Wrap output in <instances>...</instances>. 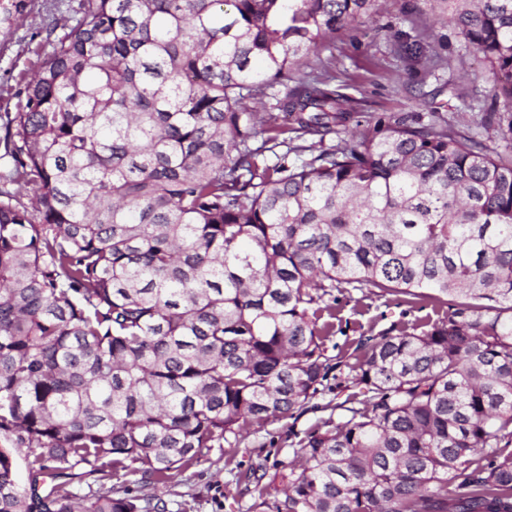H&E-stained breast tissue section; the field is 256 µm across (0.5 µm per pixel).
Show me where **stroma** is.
Segmentation results:
<instances>
[{
    "instance_id": "stroma-1",
    "label": "stroma",
    "mask_w": 512,
    "mask_h": 512,
    "mask_svg": "<svg viewBox=\"0 0 512 512\" xmlns=\"http://www.w3.org/2000/svg\"><path fill=\"white\" fill-rule=\"evenodd\" d=\"M0 0V113L18 111L20 92L40 57L48 51L38 12L40 0ZM320 65L309 76H331L344 106L358 120L404 112H440L458 128L480 125L486 112L500 110L491 83L475 78L483 58L448 25V0H378L374 12L341 30L334 42L316 52ZM336 334L329 355L360 333H378L394 323H414L441 316L444 307L419 308L392 295L347 289L338 294ZM318 410L293 418L251 424L239 442L209 449L197 465L173 472L166 488L154 491L140 474L114 477L113 483L134 495L160 493L167 512H267L254 485L240 472L258 470L263 485L282 488L281 460L292 453L289 433L313 431L335 403L332 391L317 396Z\"/></svg>"
}]
</instances>
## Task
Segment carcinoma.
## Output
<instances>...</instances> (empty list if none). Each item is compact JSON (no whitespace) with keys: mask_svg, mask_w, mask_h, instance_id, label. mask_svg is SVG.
I'll list each match as a JSON object with an SVG mask.
<instances>
[{"mask_svg":"<svg viewBox=\"0 0 512 512\" xmlns=\"http://www.w3.org/2000/svg\"><path fill=\"white\" fill-rule=\"evenodd\" d=\"M375 2L78 0L0 114V512H162L112 478L164 484L331 379L270 512H512V157L417 112L349 131L296 77ZM449 2L512 141V0ZM344 288L448 310L331 357Z\"/></svg>","mask_w":512,"mask_h":512,"instance_id":"1","label":"carcinoma"}]
</instances>
